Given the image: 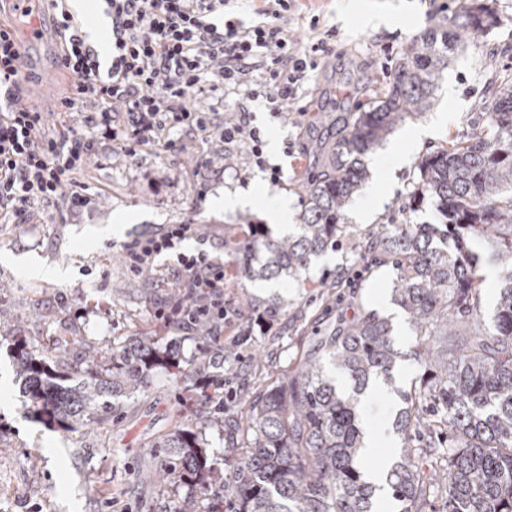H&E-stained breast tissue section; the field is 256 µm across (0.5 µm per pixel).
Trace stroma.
Wrapping results in <instances>:
<instances>
[{
	"label": "stroma",
	"instance_id": "stroma-1",
	"mask_svg": "<svg viewBox=\"0 0 512 512\" xmlns=\"http://www.w3.org/2000/svg\"><path fill=\"white\" fill-rule=\"evenodd\" d=\"M300 2V11L289 15L286 24L295 42L303 46L311 40L309 19L314 14L339 36L333 54L320 64L302 96L289 104L286 123H271L265 100L249 105L264 142L277 145L266 157L279 166V182L248 164L246 148L228 152L219 141L201 146L195 131L187 128L172 152L150 147L129 157L102 143L77 177L93 196L87 209L42 212L18 232L0 224V308L6 312L0 318V460L15 465L10 512H172L189 496L207 512L211 491L151 485L145 477L159 462L150 440L171 432L177 417H191L208 404L206 379L223 374L225 346H234L238 354L239 376L233 381L238 392L292 369L304 354L316 352L325 336L370 311L390 320L399 358L390 377L372 382L369 402L359 405L363 428L377 439L367 464L388 468L396 460L401 439L393 421L402 406L399 394L419 380L423 367L413 357L417 338L391 299V264L365 263L342 244L314 258L299 284L225 282L224 330L202 336L155 317L176 283L172 269L177 252L158 256L143 279L127 272L121 252L129 237L167 224L199 226L197 237L183 241L178 252L203 250L227 263L248 224L263 225L269 236H277L264 212L265 193L285 196L293 213H300L298 179L319 163L312 145L328 141L337 117L354 111L385 85L403 51L429 26L451 15L460 0ZM484 2L496 13L497 28L465 39L442 73L430 111L394 128V141L416 131L423 134L405 160L380 162L368 156L369 177L345 213L350 233L362 236L393 223L418 181L423 156L449 138L468 136L488 104L491 85L512 77V0ZM373 6L397 15V22L366 25L365 13ZM42 29L41 41L27 49L31 80L24 96L41 111L54 113L71 81H45L59 49L51 15H44ZM440 112L453 118L437 129L433 120ZM203 154L209 158L204 169L198 164ZM229 193L251 194L255 204L234 211L214 209L213 199ZM21 256L37 257L67 276L54 279L22 267L17 263ZM325 278L341 279L344 285L331 297L321 296L317 285ZM276 295L288 304L274 318L260 320L259 310L247 304L251 298ZM19 336L35 352L68 346L78 363L91 348L146 336L175 352L191 377L182 383L167 369H155L144 389L120 398L119 415L112 422L92 421L68 433L35 415L16 371L13 343ZM259 350L266 360L256 364L252 355Z\"/></svg>",
	"mask_w": 512,
	"mask_h": 512
}]
</instances>
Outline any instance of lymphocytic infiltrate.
I'll return each instance as SVG.
<instances>
[{
	"instance_id": "f902f5d3",
	"label": "lymphocytic infiltrate",
	"mask_w": 512,
	"mask_h": 512,
	"mask_svg": "<svg viewBox=\"0 0 512 512\" xmlns=\"http://www.w3.org/2000/svg\"><path fill=\"white\" fill-rule=\"evenodd\" d=\"M112 19V59L102 68L67 0H48L60 38L57 62L73 83L59 108L63 121L47 132V119L23 103L29 75L21 65L25 41L16 22L0 23V223L25 224L38 211L87 208L91 194L76 189L75 176L98 144L111 142L126 155L155 147L169 152L181 127L195 130L202 143L246 145L263 165V139L253 126L248 101L265 98L271 122L286 119L285 105L297 100L321 60L331 55L335 28H320L304 48L291 40L285 23L298 0H260L256 20L236 19L232 0H106ZM237 98L236 112L215 126L205 102ZM193 224H169L160 232L124 242L127 271L148 274L157 256L176 251L180 300L159 307L165 324L211 334L224 326L222 261L207 252L177 249L195 236Z\"/></svg>"
}]
</instances>
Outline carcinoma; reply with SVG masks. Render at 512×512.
I'll list each match as a JSON object with an SVG mask.
<instances>
[{
    "mask_svg": "<svg viewBox=\"0 0 512 512\" xmlns=\"http://www.w3.org/2000/svg\"><path fill=\"white\" fill-rule=\"evenodd\" d=\"M495 13L469 0L447 24L416 38L392 78L368 107L338 118L326 144V168L307 177L299 232L273 239L254 228L235 255L236 278L299 280L312 257L346 236L341 223L366 176L365 158L406 117L432 105L448 52L469 34L497 27ZM419 183L404 205L435 203L439 224H382L356 242L362 258L390 263L394 300L419 336V385L402 394L394 420L399 458L389 473L401 512H421L434 491L448 512H512V79L492 87L485 123L469 136L433 150L418 164ZM485 244L501 267L493 331L462 332L477 313L484 279L470 242ZM17 368L35 412L62 430L78 431L86 418L110 422L114 400L144 388L157 367L175 355L149 338L87 353L95 367L69 377L70 351L35 354L19 346ZM322 354L301 359L277 381L239 396L247 407L233 420L227 441L240 446L223 480L237 512H372L375 486L362 479L363 429L354 393L390 375L398 352L387 320L368 312L321 342ZM352 384L336 387L334 370ZM224 424V405L204 408L174 433L153 442L160 468L151 478L202 490L214 478L200 447L199 427Z\"/></svg>",
    "mask_w": 512,
    "mask_h": 512,
    "instance_id": "obj_1",
    "label": "carcinoma"
}]
</instances>
